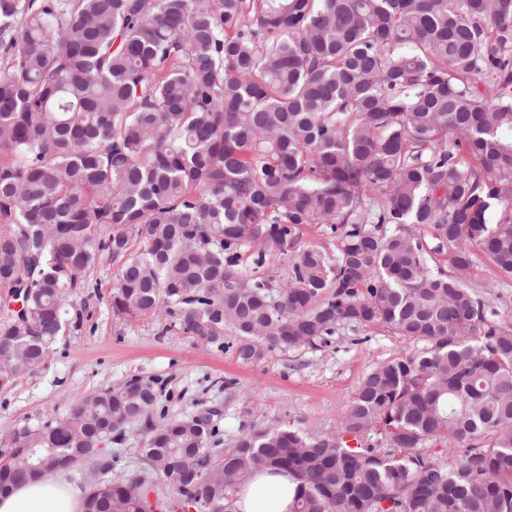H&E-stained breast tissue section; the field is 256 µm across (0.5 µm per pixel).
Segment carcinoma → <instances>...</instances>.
Instances as JSON below:
<instances>
[{"label": "carcinoma", "mask_w": 512, "mask_h": 512, "mask_svg": "<svg viewBox=\"0 0 512 512\" xmlns=\"http://www.w3.org/2000/svg\"><path fill=\"white\" fill-rule=\"evenodd\" d=\"M0 53V390L107 255L113 316L230 329L244 363L342 325L422 343L364 375L334 433L225 451L208 420L148 422L144 461L184 501L226 512L279 470L290 512H512V316L460 278L479 254L512 278V0H0ZM309 224L336 252L300 247ZM288 254L285 279L260 273ZM156 397L135 377L17 431L0 494L86 466L83 512H149L99 444Z\"/></svg>", "instance_id": "obj_1"}]
</instances>
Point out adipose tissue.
<instances>
[{
  "label": "adipose tissue",
  "mask_w": 512,
  "mask_h": 512,
  "mask_svg": "<svg viewBox=\"0 0 512 512\" xmlns=\"http://www.w3.org/2000/svg\"><path fill=\"white\" fill-rule=\"evenodd\" d=\"M296 488L283 475L257 476L241 490L233 512H288ZM0 512H83V497L59 481L27 483L0 494Z\"/></svg>",
  "instance_id": "obj_1"
}]
</instances>
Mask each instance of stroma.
<instances>
[{
  "instance_id": "1",
  "label": "stroma",
  "mask_w": 512,
  "mask_h": 512,
  "mask_svg": "<svg viewBox=\"0 0 512 512\" xmlns=\"http://www.w3.org/2000/svg\"><path fill=\"white\" fill-rule=\"evenodd\" d=\"M116 271L110 259L99 263L89 275L97 290L69 299L70 325L50 356L23 382L0 391V450L18 430L61 417L76 398L134 376L164 383L151 419L213 411L224 449L241 435L276 426L332 433L366 372L418 348L385 329L343 326L326 346L275 351L261 364H244L229 348L232 331H225L227 347L220 350L180 332L163 333L153 318H113L108 295ZM144 438L143 424L134 423L113 444L120 459L113 478L145 475L152 497L167 502L168 512H184L176 489L147 473Z\"/></svg>"
}]
</instances>
